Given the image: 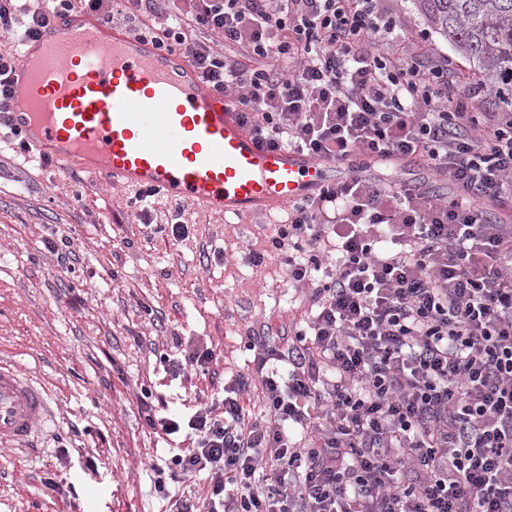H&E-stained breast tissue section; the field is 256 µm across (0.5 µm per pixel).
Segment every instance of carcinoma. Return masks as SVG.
<instances>
[{"label":"carcinoma","instance_id":"carcinoma-1","mask_svg":"<svg viewBox=\"0 0 512 512\" xmlns=\"http://www.w3.org/2000/svg\"><path fill=\"white\" fill-rule=\"evenodd\" d=\"M430 26L468 59L480 79L512 106V0H415Z\"/></svg>","mask_w":512,"mask_h":512}]
</instances>
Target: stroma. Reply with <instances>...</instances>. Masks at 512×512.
<instances>
[{
  "instance_id": "stroma-1",
  "label": "stroma",
  "mask_w": 512,
  "mask_h": 512,
  "mask_svg": "<svg viewBox=\"0 0 512 512\" xmlns=\"http://www.w3.org/2000/svg\"><path fill=\"white\" fill-rule=\"evenodd\" d=\"M395 5L403 45L426 41L470 71L414 0ZM135 194L28 160L0 130V360L43 383L52 411L27 446L0 449V512H165L154 468L167 446L140 414L142 390L176 405L221 399L225 382L247 371L249 332L284 349L304 325L308 290L289 286L277 259L248 260L285 211L227 216L158 194L157 215L180 211L192 227L176 242L133 223ZM63 238L66 268L48 248ZM175 334L212 345L217 362L163 367L160 353L182 356ZM50 480L60 493L46 489Z\"/></svg>"
}]
</instances>
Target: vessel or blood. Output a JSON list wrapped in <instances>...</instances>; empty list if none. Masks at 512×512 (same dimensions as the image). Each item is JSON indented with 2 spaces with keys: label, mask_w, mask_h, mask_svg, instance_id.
<instances>
[{
  "label": "vessel or blood",
  "mask_w": 512,
  "mask_h": 512,
  "mask_svg": "<svg viewBox=\"0 0 512 512\" xmlns=\"http://www.w3.org/2000/svg\"><path fill=\"white\" fill-rule=\"evenodd\" d=\"M5 118L29 153L136 189L236 216L268 214L336 179L335 165L260 145L232 99L178 51L82 13L24 42ZM36 379L0 362V445L27 444L48 417Z\"/></svg>",
  "instance_id": "vessel-or-blood-1"
}]
</instances>
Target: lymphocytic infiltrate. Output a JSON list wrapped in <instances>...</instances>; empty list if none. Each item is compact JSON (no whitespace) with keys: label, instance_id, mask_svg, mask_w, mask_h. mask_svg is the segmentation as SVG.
Wrapping results in <instances>:
<instances>
[{"label":"lymphocytic infiltrate","instance_id":"obj_1","mask_svg":"<svg viewBox=\"0 0 512 512\" xmlns=\"http://www.w3.org/2000/svg\"><path fill=\"white\" fill-rule=\"evenodd\" d=\"M390 2L0 0L19 43L77 8L143 15L137 34L185 55L259 143L362 161L250 254L311 291L292 346L250 338L220 408L141 397L149 428L192 440L157 470L168 512H202L168 492L197 474L209 512H512V108L477 111L496 89L447 59L392 53ZM381 158L450 191L367 175Z\"/></svg>","mask_w":512,"mask_h":512}]
</instances>
